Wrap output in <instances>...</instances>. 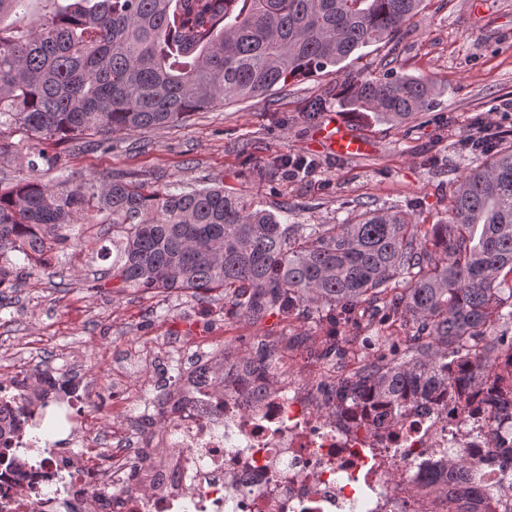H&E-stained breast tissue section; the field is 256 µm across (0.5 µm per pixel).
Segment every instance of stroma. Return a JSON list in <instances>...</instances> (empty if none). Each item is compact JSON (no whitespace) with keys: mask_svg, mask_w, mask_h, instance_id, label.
Returning <instances> with one entry per match:
<instances>
[{"mask_svg":"<svg viewBox=\"0 0 512 512\" xmlns=\"http://www.w3.org/2000/svg\"><path fill=\"white\" fill-rule=\"evenodd\" d=\"M392 59L404 73L431 77L441 88L429 111L402 125L337 112L338 76L326 70L277 85L263 98L193 113L171 127L114 133L108 153L81 141L62 145L65 174L76 184L131 175L155 189L221 182L261 208L289 206L292 224L350 219L361 203L396 205L418 223H441L458 172L478 162L450 149V142L467 135L476 116L512 128L506 104L512 99V0H428L399 41L365 49L350 67L376 74ZM316 99L324 110L311 120L305 108ZM333 118L369 140L367 155L340 157L325 149L315 131ZM10 141L9 153L0 157V180H55V172L28 165L38 143L18 134ZM299 155L314 160L310 174L271 175L273 157ZM87 233L84 225H72L50 265L12 289L11 307L0 310V380L45 362L57 376L80 378L95 397L87 417L93 429L112 423L121 350L150 352L158 337L204 333L239 357L272 339L285 373L296 368L295 346L316 348L325 336L365 333L363 325L337 327L315 313L255 323L226 314L219 291L199 299L181 291L116 288L106 275L111 259L85 247Z\"/></svg>","mask_w":512,"mask_h":512,"instance_id":"stroma-1","label":"stroma"}]
</instances>
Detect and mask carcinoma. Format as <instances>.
<instances>
[{"label":"carcinoma","instance_id":"1","mask_svg":"<svg viewBox=\"0 0 512 512\" xmlns=\"http://www.w3.org/2000/svg\"><path fill=\"white\" fill-rule=\"evenodd\" d=\"M28 0H0V154L16 130L43 144L92 136L101 152L112 135L178 123L193 112L260 98L280 82L329 67L343 72L339 112L402 123L430 110L434 80L390 67L347 72L362 49L400 38L424 0H42L29 30L4 21ZM476 166L462 168L448 217L426 227L397 207H369L338 224H284V212L260 209L224 186L150 191L112 176L69 186L39 179L0 184V287L25 275L10 254L49 264L71 224L96 210L112 224L119 253L112 279L120 287L198 294L224 290L230 310L254 322L315 307L337 324L358 312L376 337L404 319L418 337L353 374V388L400 404L417 393L484 372L493 347L470 355L474 336L512 321V139H484ZM276 170L312 167L298 158ZM442 249L435 256L428 241ZM42 386L0 419V438L32 416L31 406L73 394L76 377L40 371Z\"/></svg>","mask_w":512,"mask_h":512}]
</instances>
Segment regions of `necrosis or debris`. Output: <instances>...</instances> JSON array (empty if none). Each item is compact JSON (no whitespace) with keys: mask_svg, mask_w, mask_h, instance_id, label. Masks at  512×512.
I'll return each instance as SVG.
<instances>
[{"mask_svg":"<svg viewBox=\"0 0 512 512\" xmlns=\"http://www.w3.org/2000/svg\"><path fill=\"white\" fill-rule=\"evenodd\" d=\"M196 343L161 360V383L116 386L115 434L163 416L131 447L88 437L89 393L38 405L33 423L63 431L67 445L10 438L29 465L22 478L0 469V512H512V474L499 464L512 423L490 401H512V346L493 377L399 409L370 395L337 407L331 386L363 363L352 348L333 364L297 350L302 371L274 380L216 349L217 387L189 354ZM455 452L471 465L452 489L444 465Z\"/></svg>","mask_w":512,"mask_h":512,"instance_id":"4bbe7bcc","label":"necrosis or debris"}]
</instances>
